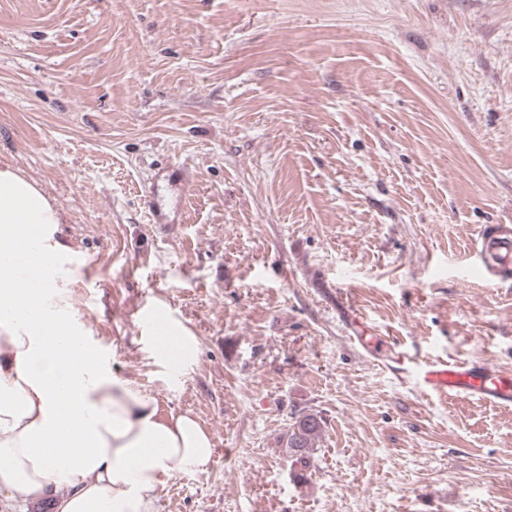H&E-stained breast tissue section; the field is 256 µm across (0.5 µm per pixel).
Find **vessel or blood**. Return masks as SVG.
I'll return each mask as SVG.
<instances>
[{"instance_id": "vessel-or-blood-1", "label": "vessel or blood", "mask_w": 512, "mask_h": 512, "mask_svg": "<svg viewBox=\"0 0 512 512\" xmlns=\"http://www.w3.org/2000/svg\"><path fill=\"white\" fill-rule=\"evenodd\" d=\"M475 245L487 278L512 271V225L491 224L478 233ZM357 345L376 355L392 351L388 371L423 395H443L512 405V371L481 360L448 361L422 355L416 346L388 336H357Z\"/></svg>"}]
</instances>
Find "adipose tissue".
Instances as JSON below:
<instances>
[{"label": "adipose tissue", "instance_id": "ef3b65f1", "mask_svg": "<svg viewBox=\"0 0 512 512\" xmlns=\"http://www.w3.org/2000/svg\"><path fill=\"white\" fill-rule=\"evenodd\" d=\"M62 222L0 162V489L24 507L52 498L55 512H156L159 476L204 470L214 439L191 412L162 415L90 341ZM162 323L154 353L175 378L198 343L181 322Z\"/></svg>", "mask_w": 512, "mask_h": 512}]
</instances>
